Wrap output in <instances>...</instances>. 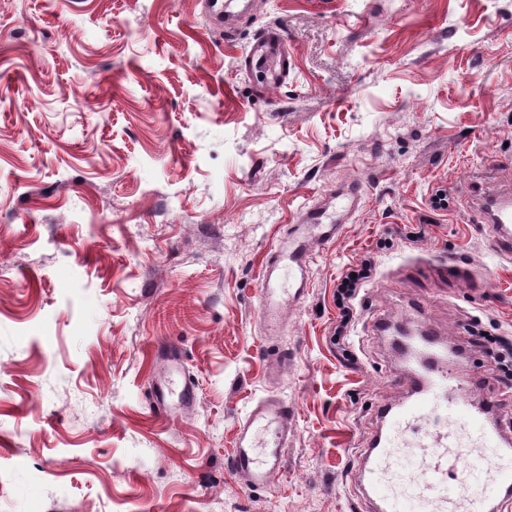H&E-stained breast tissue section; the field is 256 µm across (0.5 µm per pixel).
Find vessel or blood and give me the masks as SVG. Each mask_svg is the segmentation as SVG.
Instances as JSON below:
<instances>
[{
    "instance_id": "b4317fda",
    "label": "vessel or blood",
    "mask_w": 512,
    "mask_h": 512,
    "mask_svg": "<svg viewBox=\"0 0 512 512\" xmlns=\"http://www.w3.org/2000/svg\"><path fill=\"white\" fill-rule=\"evenodd\" d=\"M215 27L232 32L249 4L247 0H206ZM258 94L287 77L291 67L281 33L261 31L241 61ZM345 220L343 210L329 203L307 208L288 237L274 246L262 277L263 320L275 324L289 302L304 294L315 255L335 244ZM478 223L491 225L490 245L512 254V200L485 199ZM423 349L433 352L426 368H407L391 385L407 398L380 410L387 432L373 437L352 476L373 512H506L512 505V467H492L488 450L508 444L499 424L501 404L492 398L476 401L473 387L458 381L447 357L438 352L435 337H425ZM295 414L284 398L257 400L239 422L229 470L247 489L270 485L286 471L284 446ZM458 476L449 488L450 476Z\"/></svg>"
}]
</instances>
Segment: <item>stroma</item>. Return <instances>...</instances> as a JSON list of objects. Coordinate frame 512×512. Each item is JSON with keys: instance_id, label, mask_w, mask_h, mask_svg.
Here are the masks:
<instances>
[{"instance_id": "obj_1", "label": "stroma", "mask_w": 512, "mask_h": 512, "mask_svg": "<svg viewBox=\"0 0 512 512\" xmlns=\"http://www.w3.org/2000/svg\"><path fill=\"white\" fill-rule=\"evenodd\" d=\"M268 27L295 66L258 96L240 61ZM351 180L272 373L269 251ZM489 190L512 195V0H252L230 34L202 0H0V512H371L351 471L407 396L376 318L432 329L478 397L512 399L468 335L512 338ZM366 251L345 353L336 283ZM164 340L196 387L169 423ZM268 395L295 407L287 470L248 491L224 460Z\"/></svg>"}]
</instances>
